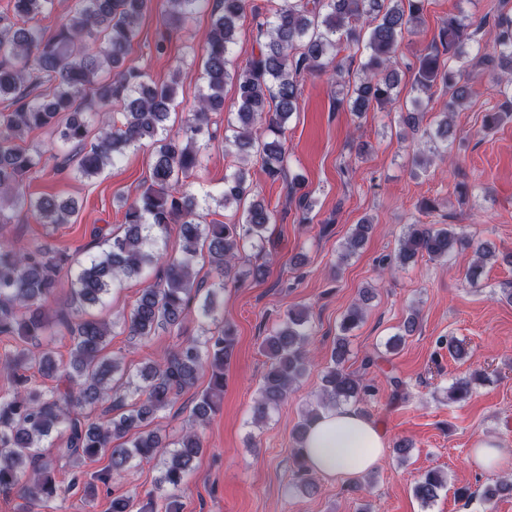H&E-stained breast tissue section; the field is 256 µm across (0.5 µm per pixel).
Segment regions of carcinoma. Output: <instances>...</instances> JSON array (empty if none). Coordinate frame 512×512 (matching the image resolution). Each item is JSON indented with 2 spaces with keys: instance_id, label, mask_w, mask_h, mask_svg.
Instances as JSON below:
<instances>
[{
  "instance_id": "cac0c4a2",
  "label": "carcinoma",
  "mask_w": 512,
  "mask_h": 512,
  "mask_svg": "<svg viewBox=\"0 0 512 512\" xmlns=\"http://www.w3.org/2000/svg\"><path fill=\"white\" fill-rule=\"evenodd\" d=\"M425 0H282L266 12L253 11L260 39L245 65L231 56L239 22L248 0H170L168 18L179 28L194 12L212 5L211 23L203 56L204 89L197 104L178 129L169 128L176 111L174 83L158 85L150 75L126 66L138 37L149 0H73V5L51 40L44 39L40 21L53 0H11L12 15H0V103L7 114L0 123V334L15 336L16 347L0 358L15 388L0 395V494H13L19 512L63 498L79 484L78 476L64 483L55 475L54 461L42 449L55 436L65 439L58 455L73 466L106 455L112 474L119 477L134 461H157L159 476L145 499L112 498V512H180L179 492L204 448L199 428L212 416L224 392L225 371L233 356L236 331L219 324L217 292L228 281L246 275L265 278L266 265L237 268L246 249H262L275 210L260 198L245 165L257 161L267 176H285L286 124L297 109L305 77L324 74L334 67L342 76L353 50H363L364 61L354 84L338 80L336 103L347 104L360 116L371 108L386 109L400 85L399 48L412 33L424 11ZM494 37L480 44L478 29L463 14H450L438 33V45L417 57L413 89L418 97L432 98L434 88L448 91V102L438 113L435 128L421 129L419 113L407 112L403 122L420 133L419 141L440 159L456 138L455 117L472 95L469 75L478 65L497 62L512 71V16L494 19ZM235 87L234 111L224 124V148L243 155L242 165L224 177L220 204L240 212L226 224L204 220L197 198L186 179L201 168L216 138L211 115L224 111V86ZM503 101L483 117V128L498 126L512 112V79L497 78ZM117 106L112 124L99 122L100 110ZM52 127L57 134L66 168L71 152L81 155V175L97 176L129 150L152 148L149 184L131 202L124 201L122 233H94L101 250L73 268L69 297L56 307L53 318L43 311L56 297L61 270L70 255L63 249L33 242L18 250L6 236L10 217L5 209L27 210L46 224H66L75 213L72 201L31 198L22 190L24 176L41 163L43 151L24 145L33 129ZM306 179L297 173L290 180L291 194L309 222L314 201L305 191ZM179 226V254L160 246L169 226ZM371 224L355 225L339 261H344L367 239ZM474 253L468 278L478 283L479 271L495 248L476 243L454 224H411L399 241L395 265L403 267L419 256L442 265L455 253ZM208 261L217 281L198 278V259ZM150 269L155 280L147 283L130 314L116 321L87 316V309L104 303L111 289L125 278L140 277ZM360 302L344 314L336 342L322 374L316 405L305 411L295 431L293 461L296 488L309 491L310 467L303 440L309 424L322 411L356 405L374 393L372 385L347 371L349 337L364 318ZM208 323L202 335L185 340L158 361L129 369L122 359L106 353L109 337L120 327L135 339L147 340L160 328L178 329L193 303ZM416 316L404 332L386 342L391 353L414 332ZM57 328L68 333L67 365L57 362L46 342ZM311 325L307 312L288 311L261 343L268 366L252 407L262 422L278 410L311 365L307 346ZM209 371L210 385L190 411L192 428L169 441L152 427L159 414L171 409L179 396ZM38 376L41 382L33 377ZM476 372L455 380L448 399L462 401L472 392ZM448 481L431 470L413 487L423 504L434 501Z\"/></svg>"
}]
</instances>
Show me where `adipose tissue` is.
<instances>
[{
  "instance_id": "adipose-tissue-1",
  "label": "adipose tissue",
  "mask_w": 512,
  "mask_h": 512,
  "mask_svg": "<svg viewBox=\"0 0 512 512\" xmlns=\"http://www.w3.org/2000/svg\"><path fill=\"white\" fill-rule=\"evenodd\" d=\"M304 446L314 473L344 480L377 467L387 439L377 425L350 407L323 412L308 429Z\"/></svg>"
}]
</instances>
